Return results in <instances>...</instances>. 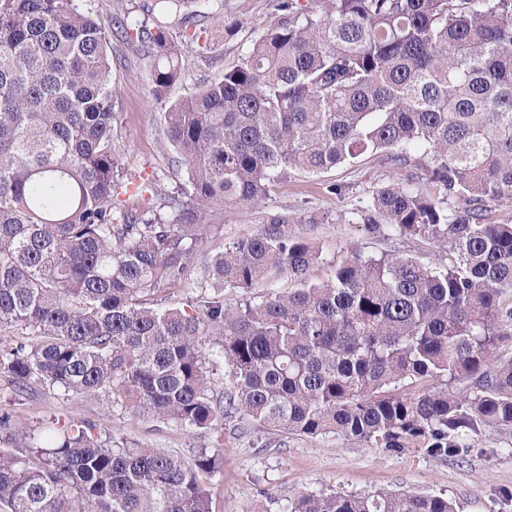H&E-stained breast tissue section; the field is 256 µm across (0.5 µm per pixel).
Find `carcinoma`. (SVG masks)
<instances>
[{"mask_svg": "<svg viewBox=\"0 0 512 512\" xmlns=\"http://www.w3.org/2000/svg\"><path fill=\"white\" fill-rule=\"evenodd\" d=\"M212 0H117L108 20L82 0H0V377L107 400L188 431L228 425L329 433L436 456L484 427L512 428V0H276L241 62L167 102L182 76L171 24L190 44ZM152 60L168 142L187 193L144 222L121 186L112 42ZM377 160L418 168L383 186L372 234L435 245L444 258L352 250L313 284L319 250L288 215L195 262L217 238L216 205H257L288 172ZM434 184L442 197L417 187ZM298 284L250 296L277 273ZM241 290L227 305L170 288ZM224 364L223 395L213 391ZM220 473L113 447L95 423L21 430L0 414V512H213ZM286 512H455L444 496L303 497Z\"/></svg>", "mask_w": 512, "mask_h": 512, "instance_id": "cac0c4a2", "label": "carcinoma"}]
</instances>
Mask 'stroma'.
<instances>
[{
	"instance_id": "stroma-1",
	"label": "stroma",
	"mask_w": 512,
	"mask_h": 512,
	"mask_svg": "<svg viewBox=\"0 0 512 512\" xmlns=\"http://www.w3.org/2000/svg\"><path fill=\"white\" fill-rule=\"evenodd\" d=\"M223 3V15H206L203 23L211 27L221 19L232 30L215 35L207 50L185 43L180 27L170 29L169 38L180 45L184 64L171 98L191 95L237 65L274 10V0ZM112 69L117 88L113 141L122 157L125 179L145 187L142 194H123L119 200L122 210L145 217L166 208L167 194L185 183L186 173L167 144L165 106L152 94L148 59L118 42L112 51ZM407 175V170L374 161L317 175L291 173L260 205L227 206L213 215L211 221L220 225L221 235L209 248L216 251L250 237L272 215L285 212L291 218L289 234L321 253L319 264L310 272L314 283L329 279L351 248L372 256L401 250L425 263L437 261L434 245L387 239L368 233L363 225L374 191L404 181ZM333 184L341 185L340 194L330 193ZM3 412L25 428L54 419L76 424L90 421L111 429L119 446L133 442L187 458L201 447L217 450L224 468L215 478L214 512H283L288 503L308 495L364 496L379 491L442 495L453 501L456 512H512V429L485 428L471 448L448 457L433 456L417 446L398 451L368 447L332 433L286 438L278 432H263L255 439L240 438L220 427L191 433L173 423L114 411L103 401L80 395L42 391L19 400L0 378Z\"/></svg>"
}]
</instances>
